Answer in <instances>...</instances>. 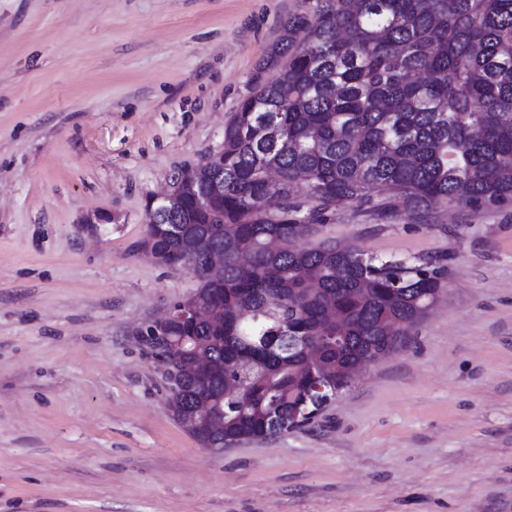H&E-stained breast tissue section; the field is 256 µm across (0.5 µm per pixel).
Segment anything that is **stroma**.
I'll return each mask as SVG.
<instances>
[{"mask_svg":"<svg viewBox=\"0 0 512 512\" xmlns=\"http://www.w3.org/2000/svg\"><path fill=\"white\" fill-rule=\"evenodd\" d=\"M315 0H0V512H512V203L336 208L305 246L443 257L439 303L311 425L214 452L137 329L193 293L135 251Z\"/></svg>","mask_w":512,"mask_h":512,"instance_id":"obj_1","label":"stroma"}]
</instances>
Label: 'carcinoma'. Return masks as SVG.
<instances>
[{
  "mask_svg": "<svg viewBox=\"0 0 512 512\" xmlns=\"http://www.w3.org/2000/svg\"><path fill=\"white\" fill-rule=\"evenodd\" d=\"M222 150L223 194L179 186L178 228L152 240L198 277L186 300L202 309L214 297L208 256L224 254V330L172 331L208 364L167 400L205 448L312 424L325 404L308 394L311 372L348 388L344 372L404 347L437 299L443 259L297 244L326 211L381 212L385 193L418 216L439 201H512V0H316L283 24ZM285 334L344 340L313 360L267 342ZM209 400L221 405L201 434L195 412Z\"/></svg>",
  "mask_w": 512,
  "mask_h": 512,
  "instance_id": "carcinoma-1",
  "label": "carcinoma"
}]
</instances>
